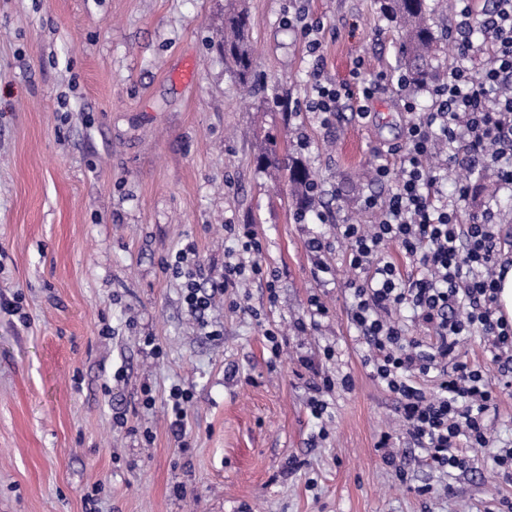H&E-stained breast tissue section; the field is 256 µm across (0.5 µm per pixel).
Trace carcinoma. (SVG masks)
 Masks as SVG:
<instances>
[{
	"label": "carcinoma",
	"mask_w": 512,
	"mask_h": 512,
	"mask_svg": "<svg viewBox=\"0 0 512 512\" xmlns=\"http://www.w3.org/2000/svg\"><path fill=\"white\" fill-rule=\"evenodd\" d=\"M382 16L395 23L401 33L398 58L401 70L408 76V87L422 88L440 80L432 62L440 49L439 39L431 24V8L427 0H380ZM249 18L240 10H228L224 18V61L235 81L242 87L251 86L254 72L253 54L249 43ZM270 166L287 172L300 202L312 199L313 180L309 171L297 160L275 152L262 156Z\"/></svg>",
	"instance_id": "1"
}]
</instances>
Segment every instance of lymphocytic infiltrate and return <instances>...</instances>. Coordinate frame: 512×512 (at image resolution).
Listing matches in <instances>:
<instances>
[{"mask_svg": "<svg viewBox=\"0 0 512 512\" xmlns=\"http://www.w3.org/2000/svg\"><path fill=\"white\" fill-rule=\"evenodd\" d=\"M455 2L458 60L430 87L431 112L417 116L414 99L404 100L412 118L394 190L364 198V209L377 216L374 224L340 227L356 273L349 283L350 321L368 347L366 363L396 394L409 442L425 450L429 467L449 472L465 468L466 449L489 443L486 417L497 401L492 375L512 386V324L497 314L500 243L493 212L467 210L464 186L455 197L444 196L427 164L443 141L451 161L481 164L499 187L512 189V164L504 162L512 157V0H494L486 18L474 13L471 0ZM362 69L355 61L351 82L338 84L313 67L309 110L325 123L342 110L369 118L380 80L363 79ZM239 242L241 259L225 262L220 281L206 291L193 270L184 269L187 253H179L174 272L186 278L185 302L195 316H204L215 295L236 286L245 272H260L261 244L251 225H243ZM391 245L409 259L410 276L389 259ZM405 305L427 340L407 336L394 319ZM475 329L487 341L493 367L459 358L462 336ZM431 375L438 380L433 395L419 385Z\"/></svg>", "mask_w": 512, "mask_h": 512, "instance_id": "obj_1", "label": "lymphocytic infiltrate"}]
</instances>
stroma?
Masks as SVG:
<instances>
[{"instance_id":"35a3bbf8","label":"stroma","mask_w":512,"mask_h":512,"mask_svg":"<svg viewBox=\"0 0 512 512\" xmlns=\"http://www.w3.org/2000/svg\"><path fill=\"white\" fill-rule=\"evenodd\" d=\"M228 2L0 0V298L19 306L0 310V512H507L512 481L492 458L512 448V387L467 469H431L350 324L338 227L370 223L364 198L391 191L375 166L399 171V29L375 0H241L257 77L247 98L220 50ZM306 20L324 24L321 60ZM358 58L385 76L370 117L321 124L309 71L321 63L339 83ZM262 146L307 164L328 223L297 221L285 172L256 160ZM461 174L469 207L497 209L494 231L512 242V196ZM242 224L261 274L191 314L176 253L194 246L204 278L220 277ZM303 355L353 381L325 394L320 419ZM175 387L192 394L181 442ZM386 432L406 480L383 461Z\"/></svg>"}]
</instances>
